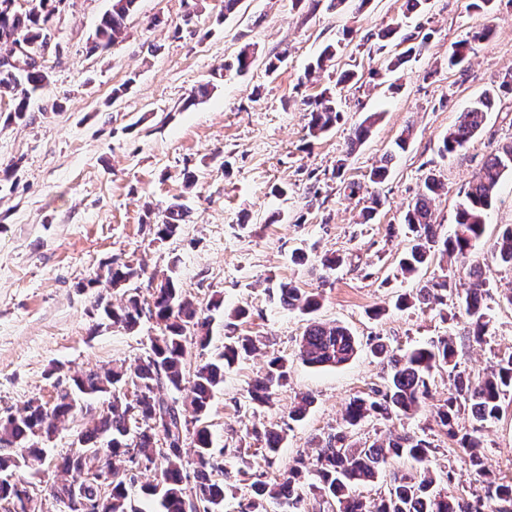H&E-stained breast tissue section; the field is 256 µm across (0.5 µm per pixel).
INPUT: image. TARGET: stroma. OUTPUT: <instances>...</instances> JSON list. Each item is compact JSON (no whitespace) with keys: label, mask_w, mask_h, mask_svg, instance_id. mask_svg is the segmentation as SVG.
Wrapping results in <instances>:
<instances>
[{"label":"stroma","mask_w":512,"mask_h":512,"mask_svg":"<svg viewBox=\"0 0 512 512\" xmlns=\"http://www.w3.org/2000/svg\"><path fill=\"white\" fill-rule=\"evenodd\" d=\"M471 2L429 0L415 17L406 0H370L360 12L315 9L310 0H242L225 19L223 0H138L115 44L93 52L89 43L111 0H66L55 19L59 47L47 56L50 80L27 118L5 121L13 102L0 98V169L12 170L0 183V417L30 400L53 401L75 373L133 362L157 335L147 318L134 332L102 321L97 295L116 304L125 298L124 287L94 282L114 262L145 268L135 282L143 296L150 278L174 274L185 297L212 312L210 352L231 333L265 340L225 371L207 423L213 450L231 471L240 466L236 448L254 443L248 430L272 425L284 440L274 464L251 457L249 474L224 497V512H239L254 476L272 483L297 457L314 458V438L343 426L349 400L382 386L387 370L371 353L376 340L400 352L451 337L459 371L472 378L512 352V306L502 298L512 291V268L489 259L502 229L512 225L510 173L475 249L490 285L483 341L457 314V293L471 283L465 273H457L442 302L397 305L454 265L437 255L416 276L399 268L412 240L403 216L425 177L443 185L434 219L440 236H448L470 181L492 149L512 140V94L498 89L512 80V0H494L488 15ZM396 22L422 28L430 39L419 59L393 73L386 60L398 49L381 46L376 35ZM486 24L494 27L492 37L463 65L449 67V49ZM346 29L351 40L338 62L357 72L358 83L339 87L327 73L307 76L309 63ZM247 44L255 49L250 71L224 74V61ZM281 51L284 63L268 74L267 57ZM207 82L209 96L187 105L191 90ZM331 86L341 119L310 138L308 103ZM489 90L493 105L479 135L441 156L442 138L460 112ZM373 112L381 118L370 137L351 146L356 126ZM407 128L413 134L406 150L394 153L384 183H371L372 167L394 152ZM179 198L189 211L184 224L175 237L157 238L156 223ZM375 198L381 207L363 220ZM332 254L340 264L330 270L320 259ZM288 281L320 294L314 317L281 307L276 286ZM240 306L247 317H232ZM312 319L347 326L359 342L357 354L336 368L304 364L299 342ZM274 354L289 361L287 384L270 406L246 408L249 384ZM452 389L447 372L435 373L415 417L369 418L357 433L370 442L405 431L429 441L439 489L471 499L483 487L435 420L436 405ZM306 394L312 406L292 420L291 409ZM107 405V397L95 398L92 413L70 417L41 440L46 460L38 473L17 470L35 487L39 512L57 508L49 495L61 478L56 458L75 451L78 433ZM477 433L490 470L512 484V394L502 417Z\"/></svg>","instance_id":"obj_1"}]
</instances>
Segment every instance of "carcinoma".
Listing matches in <instances>:
<instances>
[{
    "mask_svg": "<svg viewBox=\"0 0 512 512\" xmlns=\"http://www.w3.org/2000/svg\"><path fill=\"white\" fill-rule=\"evenodd\" d=\"M27 6L10 11L0 10V43L15 46L24 43L33 62L16 73L0 71V96L8 95L14 102L9 118L22 120L27 116L30 99L49 82V71L44 65L46 35L52 25L58 5L63 0H25ZM137 0H112V5L101 17L92 40V49L107 47L121 34L127 16ZM494 29L486 25L468 39L456 43L448 53V65L462 63L478 44L489 40ZM429 35L409 32L402 42L410 43L406 51L391 57L387 69H401L413 56L426 49ZM342 41L326 45L306 76L310 77L332 67L333 59L341 49ZM254 52L242 49L234 61L224 63V72L243 75L250 69ZM491 103V95H484L462 112L457 124L442 138V156L452 155L468 144L482 129ZM309 136L319 138L329 132L340 119L335 96L324 91L309 102ZM381 115L372 113L356 127L351 138L355 145L365 141ZM512 171V141L492 150L475 179L470 184L464 201L455 215L452 235L438 236L433 205L442 189L441 182L427 177L414 200L408 205L405 224L413 233L414 244L400 260L403 272L413 275L426 265L433 249L454 258L473 278L472 287L459 296L458 308L471 322L473 336L481 341L487 326L483 294L488 287L483 278L480 261L474 259V250L484 233L485 215L492 207L500 180ZM187 208L182 203L170 204L156 235L165 240L175 236L184 221ZM491 259L512 267V226L504 228L493 244ZM144 269L127 264H112L106 271V282L112 287L139 279ZM449 286L448 279L431 280L418 287L415 294L401 298L404 305H427L438 299L437 292ZM279 302L290 310L309 315L319 309L315 295H307L298 288L281 283L277 288ZM96 307L103 309L112 324L126 330L135 329L143 317L155 320L160 333L149 339L144 354L130 364L122 363L109 369L88 371L72 378L70 392H61L50 406L31 401L22 411L0 420V474H12L18 468L38 471L44 464V450L32 443L34 439H48L58 424L75 412L78 401L106 395L107 411L99 414L93 426L78 438L79 448L61 458L56 465L69 480L55 483L50 495L57 503L68 497L72 482L82 475L89 462L80 454L94 450L101 453L102 465L110 468V489L95 479L82 483L85 499L103 501V512H142L128 493L126 461L140 457L156 471V482L145 487L146 494L155 497L156 512H185L186 502L195 499L202 512H222L223 486L212 480L214 472L226 469L219 466L212 453V435L206 424L215 391L224 382V370L257 350L259 339L253 336L227 335L223 350L217 357L198 364L193 373L187 372L192 349L205 350L210 344L212 316L201 315L182 297L174 277L168 276L156 285L150 298L137 292L129 293L126 302L118 307L96 299ZM193 335H186L187 327ZM355 336L340 324L310 322L299 343V357L310 367H336L350 361L358 352ZM373 354L387 364L389 372L381 389L353 398L346 406L345 428L330 433L318 445L316 463L309 467L301 458L288 468L282 480L269 484L261 479L251 483L250 492L240 502L241 512H268L267 505L276 504L280 512H307L305 492L318 497L331 512H512V485L498 484L490 479L481 441L475 432L477 425L498 418L502 399L512 391V353L501 357L479 379L473 380L457 371L456 350L444 337L438 341L397 353L382 342L373 347ZM446 368L453 375L454 391L438 408L440 424L447 428L449 437L457 440L461 459L475 479L484 485L485 496L470 501H459L434 489L435 480L429 467L431 445L408 432L387 443H372L355 438V430L368 418L389 419L392 416L409 418L420 410L429 394V385L435 371ZM288 359L273 356L265 372L254 379L247 391L249 405L260 408L268 404L275 389L288 379ZM134 384V398H128L123 385L129 379ZM191 385L189 408L193 420H188L186 408L176 399L165 397V390H181ZM469 409L475 426L472 431L458 434L455 429L458 413ZM192 434L191 448H184L187 434ZM256 436L264 442V455L272 459L278 453L283 437L270 427ZM409 455L422 464V469L411 475L394 479V484L379 501L371 506L353 496L352 488L373 482L381 466L391 458ZM31 483L16 479L0 481V512H35Z\"/></svg>",
    "mask_w": 512,
    "mask_h": 512,
    "instance_id": "1",
    "label": "carcinoma"
}]
</instances>
